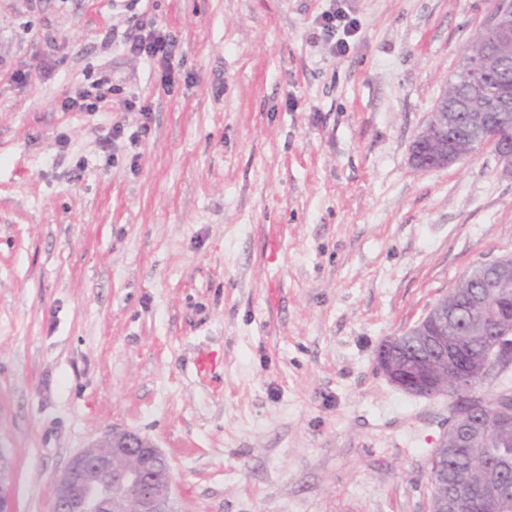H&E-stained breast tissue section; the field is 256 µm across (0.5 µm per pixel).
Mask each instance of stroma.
<instances>
[{"instance_id": "stroma-1", "label": "stroma", "mask_w": 512, "mask_h": 512, "mask_svg": "<svg viewBox=\"0 0 512 512\" xmlns=\"http://www.w3.org/2000/svg\"><path fill=\"white\" fill-rule=\"evenodd\" d=\"M357 22L348 50L325 13ZM492 0H0V449L16 512L112 428L175 512H430L448 398L376 367L512 256V173L409 148ZM175 43L168 64L129 34ZM108 77L96 112L65 99ZM148 125L138 145L112 129ZM211 366L200 373L199 356Z\"/></svg>"}]
</instances>
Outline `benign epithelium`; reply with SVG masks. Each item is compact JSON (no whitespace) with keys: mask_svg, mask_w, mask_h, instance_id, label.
Listing matches in <instances>:
<instances>
[{"mask_svg":"<svg viewBox=\"0 0 512 512\" xmlns=\"http://www.w3.org/2000/svg\"><path fill=\"white\" fill-rule=\"evenodd\" d=\"M497 34L492 54L502 64L512 60V3L504 2L502 9L491 10L483 28L472 42L482 45L483 37ZM512 109V98L503 96L497 111L490 112L484 99L472 94L460 103L448 105L445 94H440L430 113L425 130L410 146V163L416 171L446 168L468 156L474 147L468 138L448 141V137L434 132L436 119L443 128L456 129L467 114L470 126L492 127L499 113ZM488 147L498 163L512 169V134L496 133ZM499 282L512 279V256H504L488 263ZM505 296L491 288L472 298L474 314L481 316L480 325L494 327L501 340L512 338V322L502 319ZM455 312L454 301L448 297L438 300L427 314V326L417 325L399 336H390L377 351V364L389 382L398 389L417 397L446 394L450 400L451 419L446 433L441 436L428 459V469L434 461L450 451L448 443L455 442L463 431L469 432L470 442L482 447L489 444L491 432H512V388H500L495 400L487 405L478 401V395L463 389L464 383L484 384L512 371V356L489 347L461 367L455 360L461 344L454 339L449 325ZM423 336L433 353L406 359L398 356L404 340ZM163 458L159 447L150 438L129 430H114L103 439L91 443L69 460L64 471L55 480L54 512H170L172 476L169 467L158 466ZM441 512H471L472 504L464 499L450 498L438 503ZM0 512H14L12 475L3 450L0 449Z\"/></svg>","mask_w":512,"mask_h":512,"instance_id":"obj_1","label":"benign epithelium"}]
</instances>
